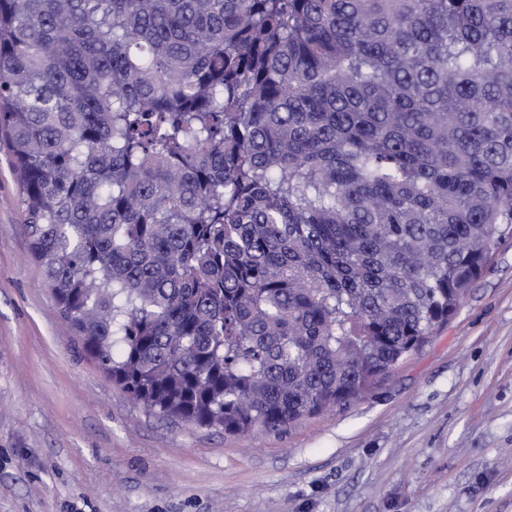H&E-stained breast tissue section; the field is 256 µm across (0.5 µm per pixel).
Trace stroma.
Here are the masks:
<instances>
[{"label": "stroma", "instance_id": "35a3bbf8", "mask_svg": "<svg viewBox=\"0 0 512 512\" xmlns=\"http://www.w3.org/2000/svg\"><path fill=\"white\" fill-rule=\"evenodd\" d=\"M0 512H512V237L422 350L232 436L147 413L60 317L0 139Z\"/></svg>", "mask_w": 512, "mask_h": 512}]
</instances>
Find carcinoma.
I'll list each match as a JSON object with an SVG mask.
<instances>
[{
  "label": "carcinoma",
  "instance_id": "cac0c4a2",
  "mask_svg": "<svg viewBox=\"0 0 512 512\" xmlns=\"http://www.w3.org/2000/svg\"><path fill=\"white\" fill-rule=\"evenodd\" d=\"M0 132L112 383L279 433L425 345L512 235V0H0Z\"/></svg>",
  "mask_w": 512,
  "mask_h": 512
}]
</instances>
